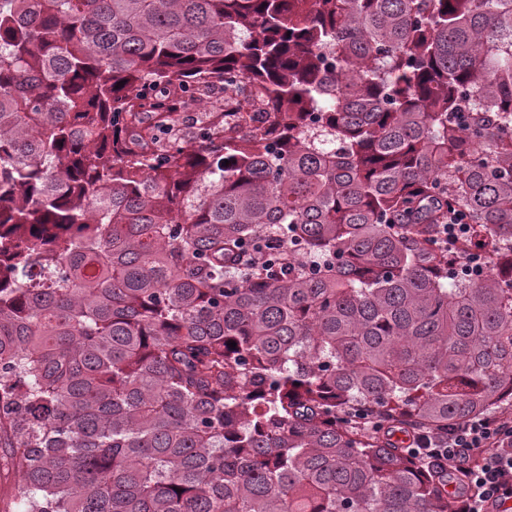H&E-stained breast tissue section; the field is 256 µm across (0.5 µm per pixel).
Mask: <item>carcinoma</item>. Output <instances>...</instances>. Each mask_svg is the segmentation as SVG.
I'll return each mask as SVG.
<instances>
[{"label": "carcinoma", "mask_w": 512, "mask_h": 512, "mask_svg": "<svg viewBox=\"0 0 512 512\" xmlns=\"http://www.w3.org/2000/svg\"><path fill=\"white\" fill-rule=\"evenodd\" d=\"M507 400L512 0H0L23 512H455ZM453 214L449 220L448 225L444 224L443 232L441 235V243L444 246H451L456 244L459 241V238L462 237L466 232V216L454 210L451 211ZM414 447V458L456 477L459 512H493L511 503L512 409L470 417L448 426V433L419 429Z\"/></svg>", "instance_id": "obj_1"}]
</instances>
